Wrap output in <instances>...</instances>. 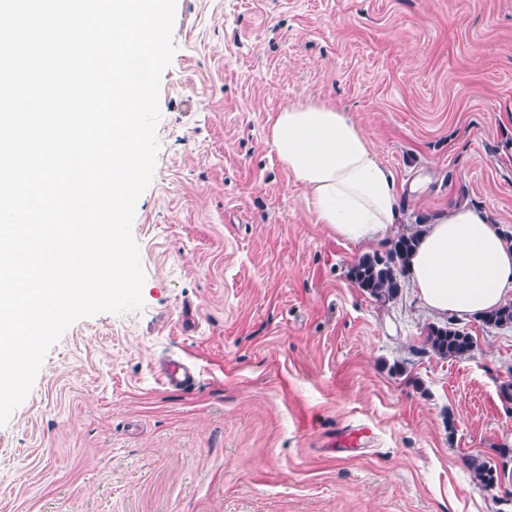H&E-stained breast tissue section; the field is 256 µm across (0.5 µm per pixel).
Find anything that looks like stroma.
Masks as SVG:
<instances>
[{"instance_id":"obj_1","label":"stroma","mask_w":512,"mask_h":512,"mask_svg":"<svg viewBox=\"0 0 512 512\" xmlns=\"http://www.w3.org/2000/svg\"><path fill=\"white\" fill-rule=\"evenodd\" d=\"M172 39L143 306L50 347L0 425V512H512V328L462 318L472 357L425 352L411 288L382 307L347 276L388 242L315 223L267 139L335 105L395 176L396 232L460 199L512 226V0H175ZM192 378L191 370L183 363L170 364L160 376V382L164 387L182 390L188 386Z\"/></svg>"}]
</instances>
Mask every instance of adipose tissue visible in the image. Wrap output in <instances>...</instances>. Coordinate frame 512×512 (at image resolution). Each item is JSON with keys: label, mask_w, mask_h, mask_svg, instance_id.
I'll list each match as a JSON object with an SVG mask.
<instances>
[{"label": "adipose tissue", "mask_w": 512, "mask_h": 512, "mask_svg": "<svg viewBox=\"0 0 512 512\" xmlns=\"http://www.w3.org/2000/svg\"><path fill=\"white\" fill-rule=\"evenodd\" d=\"M268 139L308 194L316 223L337 237L372 243L400 223L394 176L348 112L317 102L290 105L276 114ZM408 270L416 297L434 314L478 316L512 295V247L485 209L465 201L428 215Z\"/></svg>", "instance_id": "1"}]
</instances>
